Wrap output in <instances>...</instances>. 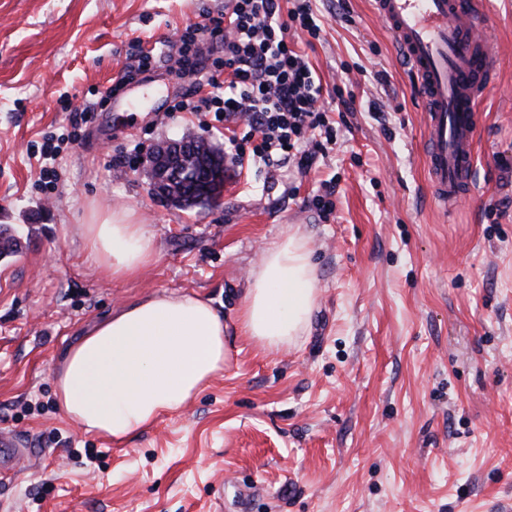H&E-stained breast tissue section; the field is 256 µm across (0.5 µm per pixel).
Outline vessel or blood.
<instances>
[{
	"label": "vessel or blood",
	"instance_id": "b4317fda",
	"mask_svg": "<svg viewBox=\"0 0 512 512\" xmlns=\"http://www.w3.org/2000/svg\"><path fill=\"white\" fill-rule=\"evenodd\" d=\"M416 77L425 104L426 163L432 196L452 212L470 187L479 108L496 76L486 0H373ZM19 436L0 431V474L28 459Z\"/></svg>",
	"mask_w": 512,
	"mask_h": 512
}]
</instances>
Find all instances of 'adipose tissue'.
<instances>
[{
  "instance_id": "1",
  "label": "adipose tissue",
  "mask_w": 512,
  "mask_h": 512,
  "mask_svg": "<svg viewBox=\"0 0 512 512\" xmlns=\"http://www.w3.org/2000/svg\"><path fill=\"white\" fill-rule=\"evenodd\" d=\"M86 257L119 279L153 259L150 238L125 209L82 227ZM243 330L280 350L306 330L316 302L314 267L304 236L292 233L265 252L250 276ZM224 323L192 294L145 297L96 322L58 362L59 404L84 431L120 442L182 407L223 372Z\"/></svg>"
}]
</instances>
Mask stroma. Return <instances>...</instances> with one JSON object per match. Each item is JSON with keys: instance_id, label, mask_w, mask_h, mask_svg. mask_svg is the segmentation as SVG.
Returning <instances> with one entry per match:
<instances>
[{"instance_id": "obj_1", "label": "stroma", "mask_w": 512, "mask_h": 512, "mask_svg": "<svg viewBox=\"0 0 512 512\" xmlns=\"http://www.w3.org/2000/svg\"><path fill=\"white\" fill-rule=\"evenodd\" d=\"M226 0H0V428L31 463L0 512H512V0H491L498 75L481 106L474 189L454 212L427 181L410 67L370 0H311L302 53L340 132L305 174L231 167L220 202L176 208L120 161L185 135L224 145L213 113L175 112L197 75L139 56ZM360 107L337 111V91ZM138 104L126 108L127 100ZM92 107L74 128L76 110ZM58 147L52 179L36 153ZM334 182L335 209L311 201ZM133 210L154 258L113 280L85 260L90 211ZM303 235L316 304L277 352L240 325L249 274ZM195 293L224 322L222 373L121 442L58 402V358L99 319Z\"/></svg>"}]
</instances>
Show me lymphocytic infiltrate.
Listing matches in <instances>:
<instances>
[{
	"mask_svg": "<svg viewBox=\"0 0 512 512\" xmlns=\"http://www.w3.org/2000/svg\"><path fill=\"white\" fill-rule=\"evenodd\" d=\"M322 28L310 0L282 11L279 0H228L223 13L186 29L175 42L176 62L198 75L205 97L182 99L176 112H214L216 120L245 122L244 136L224 140L236 165L250 160L294 162L308 171L336 142V127L320 104L323 86L298 44L319 39ZM224 47L216 69L188 53L196 39Z\"/></svg>",
	"mask_w": 512,
	"mask_h": 512,
	"instance_id": "f902f5d3",
	"label": "lymphocytic infiltrate"
}]
</instances>
